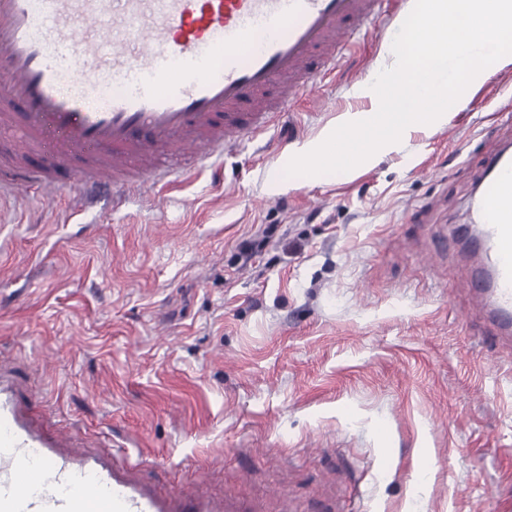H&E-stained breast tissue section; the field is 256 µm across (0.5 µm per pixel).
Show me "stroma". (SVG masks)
Returning <instances> with one entry per match:
<instances>
[{
    "label": "stroma",
    "instance_id": "1",
    "mask_svg": "<svg viewBox=\"0 0 512 512\" xmlns=\"http://www.w3.org/2000/svg\"><path fill=\"white\" fill-rule=\"evenodd\" d=\"M402 23L294 107L298 139L185 165L163 209L105 205L76 236L65 199L0 202V367L48 431L255 512H512V341L484 335L483 259L456 236L512 146V63L374 166L282 174L369 108Z\"/></svg>",
    "mask_w": 512,
    "mask_h": 512
}]
</instances>
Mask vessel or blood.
I'll return each mask as SVG.
<instances>
[{
    "label": "vessel or blood",
    "mask_w": 512,
    "mask_h": 512,
    "mask_svg": "<svg viewBox=\"0 0 512 512\" xmlns=\"http://www.w3.org/2000/svg\"><path fill=\"white\" fill-rule=\"evenodd\" d=\"M390 0H0V199L55 200L71 223L103 192L162 202L172 167L220 165L244 142L294 138L298 99L335 75ZM112 77L103 104L65 90L84 69ZM41 159L30 178L28 157ZM487 317L512 335V155L491 151L475 205ZM117 448L70 452L23 409L0 373V512H242L231 499L161 495Z\"/></svg>",
    "instance_id": "1"
}]
</instances>
